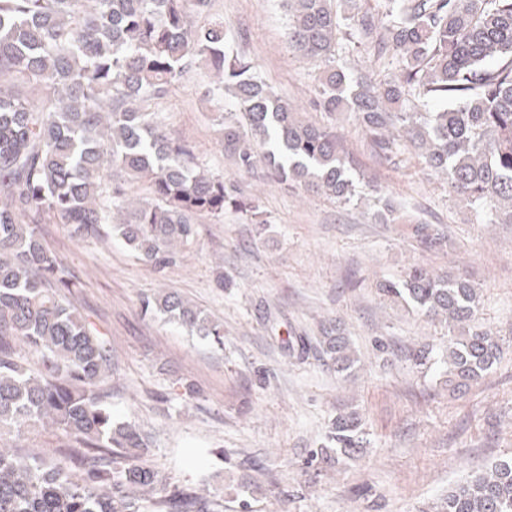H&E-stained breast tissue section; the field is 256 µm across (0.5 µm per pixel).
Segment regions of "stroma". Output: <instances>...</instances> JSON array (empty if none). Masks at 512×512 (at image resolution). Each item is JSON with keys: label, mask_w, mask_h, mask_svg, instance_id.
<instances>
[{"label": "stroma", "mask_w": 512, "mask_h": 512, "mask_svg": "<svg viewBox=\"0 0 512 512\" xmlns=\"http://www.w3.org/2000/svg\"><path fill=\"white\" fill-rule=\"evenodd\" d=\"M233 50L316 123L317 70L285 39L282 0H215ZM206 70L183 80L160 105L163 122L191 142L201 163L237 179L267 229L255 236L241 214L198 225L172 265L155 271L118 237L84 241L61 224L40 230L80 283L76 302L112 347L115 369L103 388L118 421L150 435L147 464L172 485L238 512H423L455 483L512 456V224H484L455 202L435 172L411 156L373 153L351 120L336 133L365 179L422 223L448 235L438 252L416 250L406 224L375 221L367 204L237 174L201 98ZM465 275L482 295L481 323L508 348L485 378L450 394L443 375L416 373L407 354L423 343L445 346L442 326L384 300L377 282L410 265ZM232 285L216 287V271ZM162 288L177 291L224 327L215 346L176 323L141 311ZM337 326L360 363L336 377L322 361L291 356L293 336ZM383 339L386 351L374 342ZM193 383L194 398L177 384ZM357 411L365 452L343 464L309 462L336 410Z\"/></svg>", "instance_id": "1"}]
</instances>
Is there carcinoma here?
Wrapping results in <instances>:
<instances>
[{"label": "carcinoma", "instance_id": "obj_1", "mask_svg": "<svg viewBox=\"0 0 512 512\" xmlns=\"http://www.w3.org/2000/svg\"><path fill=\"white\" fill-rule=\"evenodd\" d=\"M288 47L317 67L316 106L347 112L372 149L415 153L444 176L454 196L485 224H512V0H284ZM214 0H0V432L44 421L70 439L50 457L0 448V512H223L214 498L187 493L147 466L146 437L112 418L100 385L112 354L71 297L80 282L42 241L38 225L63 224L76 240L115 232L161 270L190 244L203 219L224 211L265 224L235 183L200 163L154 106L203 66L206 96L228 97L213 113L224 153L240 173L316 189L340 204L359 201L355 162L333 125L305 122L288 100L234 53L223 23L206 26ZM373 45L383 78L337 63L354 38ZM427 100L443 103L423 112ZM146 181L150 198L129 195ZM375 216L400 221L394 202ZM412 235L423 250L447 238L432 224ZM387 300L448 328V349L424 343L409 360L419 373L444 367L461 393L496 364L500 338L472 324L478 289L463 275L420 264L384 280ZM190 335L223 343L224 328L174 290L142 301ZM39 358L33 368L17 348ZM289 352L320 354L336 374L359 362L341 329L298 336ZM369 444L359 414L338 413L309 461L355 458ZM438 512H512V457L457 484Z\"/></svg>", "mask_w": 512, "mask_h": 512}]
</instances>
